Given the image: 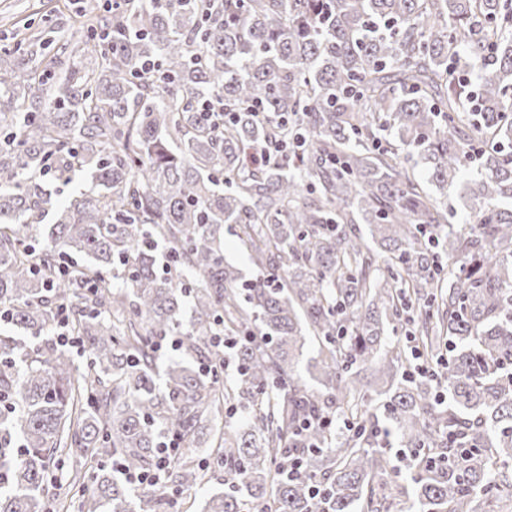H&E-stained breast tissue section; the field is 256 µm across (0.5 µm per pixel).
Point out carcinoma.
Instances as JSON below:
<instances>
[{"instance_id": "obj_1", "label": "carcinoma", "mask_w": 512, "mask_h": 512, "mask_svg": "<svg viewBox=\"0 0 512 512\" xmlns=\"http://www.w3.org/2000/svg\"><path fill=\"white\" fill-rule=\"evenodd\" d=\"M96 10L54 81L43 45L0 50V307L24 332L0 334V512H48L61 457L90 464L83 512H178L209 471L202 512H492L512 495V0ZM472 161L458 234L437 195ZM50 173L87 188L61 201ZM226 224L257 279L224 261ZM378 410L409 484L380 480Z\"/></svg>"}]
</instances>
